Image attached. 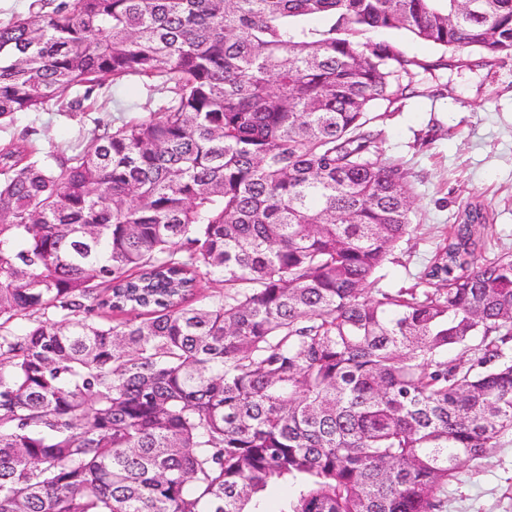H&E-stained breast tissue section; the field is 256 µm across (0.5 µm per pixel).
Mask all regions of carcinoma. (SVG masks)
Masks as SVG:
<instances>
[{
	"mask_svg": "<svg viewBox=\"0 0 512 512\" xmlns=\"http://www.w3.org/2000/svg\"><path fill=\"white\" fill-rule=\"evenodd\" d=\"M39 2L0 23V121L163 98L0 146V512H443L512 434V251L469 204L379 286L418 225L368 114L429 65L363 37L490 60L512 0ZM368 37L372 41L386 40L397 45L408 56L415 57L421 62L431 64L439 59L442 52L435 46L420 40H414L401 31H393L385 34H371ZM150 92L146 85H143L142 81L133 80L129 81L121 87H118L112 91V85L106 84L95 92V98L101 101L104 97L112 96L114 100L119 103H127L128 101H137L144 104L149 98ZM103 97V98H102ZM88 102L84 103V112H58V106L52 102L44 106L40 112L18 115L14 124L0 125V144L3 145L17 137L26 126L33 128L36 132L31 136L44 151H56L65 148L81 132L90 137L92 130L98 124L112 125L117 123L120 117L130 118L139 116L141 112H118L115 103H111L107 109L94 110L86 108Z\"/></svg>",
	"mask_w": 512,
	"mask_h": 512,
	"instance_id": "cac0c4a2",
	"label": "carcinoma"
}]
</instances>
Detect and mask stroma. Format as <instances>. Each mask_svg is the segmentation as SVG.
<instances>
[{"label":"stroma","instance_id":"1","mask_svg":"<svg viewBox=\"0 0 512 512\" xmlns=\"http://www.w3.org/2000/svg\"><path fill=\"white\" fill-rule=\"evenodd\" d=\"M385 39L430 66L413 95L369 124L382 133L383 161L409 172L419 225L385 266L381 285L397 290L415 283L468 204L481 205L489 215V251H512V54L480 67L477 52L469 49L443 55L401 31L386 33ZM96 95L114 102L104 110L76 112L46 105L13 124H1L0 144L30 127L44 151L65 148L96 125L116 123L118 104L146 102L149 91L133 80L118 88L104 85ZM444 512H512V444L479 469L462 467L458 481L448 486Z\"/></svg>","mask_w":512,"mask_h":512}]
</instances>
